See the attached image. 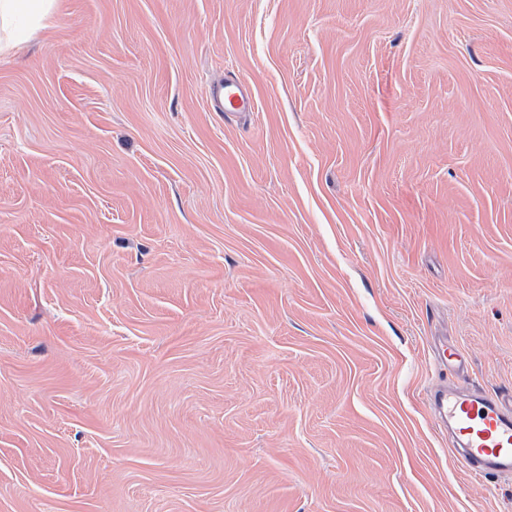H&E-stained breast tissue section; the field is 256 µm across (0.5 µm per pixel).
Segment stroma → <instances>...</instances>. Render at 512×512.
I'll return each mask as SVG.
<instances>
[{"label": "stroma", "mask_w": 512, "mask_h": 512, "mask_svg": "<svg viewBox=\"0 0 512 512\" xmlns=\"http://www.w3.org/2000/svg\"><path fill=\"white\" fill-rule=\"evenodd\" d=\"M444 340L512 392V0H59L0 56V512H512ZM209 105L216 112H251L254 98L250 86L234 71L207 88ZM427 401L471 476H512V395L445 385Z\"/></svg>", "instance_id": "obj_1"}]
</instances>
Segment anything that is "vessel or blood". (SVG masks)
<instances>
[{"instance_id":"1","label":"vessel or blood","mask_w":512,"mask_h":512,"mask_svg":"<svg viewBox=\"0 0 512 512\" xmlns=\"http://www.w3.org/2000/svg\"><path fill=\"white\" fill-rule=\"evenodd\" d=\"M207 98L217 112L254 108L250 86L232 71L208 87ZM427 401L434 418L447 428L448 440L471 476H512V395L445 385L435 387Z\"/></svg>"}]
</instances>
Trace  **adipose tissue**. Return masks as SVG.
Wrapping results in <instances>:
<instances>
[{"label": "adipose tissue", "mask_w": 512, "mask_h": 512, "mask_svg": "<svg viewBox=\"0 0 512 512\" xmlns=\"http://www.w3.org/2000/svg\"><path fill=\"white\" fill-rule=\"evenodd\" d=\"M58 0H0V51L25 42L36 31L48 28Z\"/></svg>", "instance_id": "1"}]
</instances>
